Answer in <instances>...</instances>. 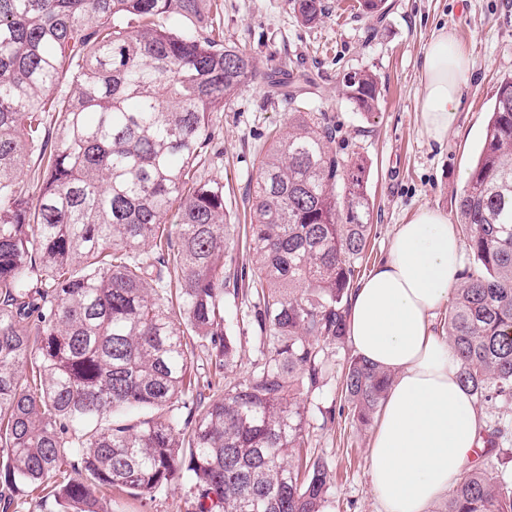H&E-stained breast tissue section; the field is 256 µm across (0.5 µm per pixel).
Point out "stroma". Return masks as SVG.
I'll return each instance as SVG.
<instances>
[{
    "label": "stroma",
    "instance_id": "35a3bbf8",
    "mask_svg": "<svg viewBox=\"0 0 512 512\" xmlns=\"http://www.w3.org/2000/svg\"><path fill=\"white\" fill-rule=\"evenodd\" d=\"M329 13L302 24L287 0H212L215 26L225 44L245 49L258 73L214 116L223 155L204 174L224 180L227 220L243 224L256 160L267 135L286 128L288 107L277 101L263 75L295 63L316 85L312 111L342 129L350 151L369 166L367 190L374 202L363 273L384 261L397 225L422 207L455 216L454 199L475 164L500 78L512 74V0H386V15L356 14L354 0H325ZM445 29L470 56L473 69L461 84L457 122L444 143L431 140L417 120L423 60L433 32ZM370 69L381 82L379 113L366 117L347 102L344 73ZM351 345L326 350L331 368L309 393L307 429L315 456L333 468L325 512H380L368 477L374 426L351 419L324 423L341 399V377ZM186 492L175 481L147 503L127 493L112 496V512H185Z\"/></svg>",
    "mask_w": 512,
    "mask_h": 512
}]
</instances>
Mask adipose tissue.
I'll return each mask as SVG.
<instances>
[{
    "mask_svg": "<svg viewBox=\"0 0 512 512\" xmlns=\"http://www.w3.org/2000/svg\"><path fill=\"white\" fill-rule=\"evenodd\" d=\"M471 68L451 33H433L418 119L436 142L456 122L460 82ZM462 256L447 215L420 208L398 225L387 259L352 297L350 345L395 375L369 450V482L381 512H429L462 480L478 446L482 412L459 380V358L431 322L458 283Z\"/></svg>",
    "mask_w": 512,
    "mask_h": 512,
    "instance_id": "obj_1",
    "label": "adipose tissue"
}]
</instances>
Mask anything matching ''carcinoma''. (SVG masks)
<instances>
[{
    "mask_svg": "<svg viewBox=\"0 0 512 512\" xmlns=\"http://www.w3.org/2000/svg\"><path fill=\"white\" fill-rule=\"evenodd\" d=\"M303 24L325 0H288ZM210 0H0V512L28 489L58 512H112L100 493L186 512H324L330 465L311 455L303 395L346 339L374 205L362 161L336 144L294 78L288 130L256 162L246 256L234 252L212 115L256 77L214 35ZM165 18L166 23L158 22ZM373 116L379 78L345 73ZM476 267L448 296V344L478 408L512 402V75L455 201ZM249 305L261 358L225 317ZM210 369L192 379L195 349ZM391 374L348 358L341 392L367 426ZM490 449L512 438L499 422ZM444 512H512L502 472L472 468ZM246 328L245 324L244 334L240 335L242 338V347L239 349V356L236 362L237 366L233 367V374L238 378L246 376L251 370L254 361L260 358L258 352L259 343L255 338L257 335L251 328H248V330ZM185 486L179 481L168 484L155 493L153 499L140 505V501L128 493L112 494V512H186Z\"/></svg>",
    "mask_w": 512,
    "mask_h": 512,
    "instance_id": "carcinoma-1",
    "label": "carcinoma"
}]
</instances>
